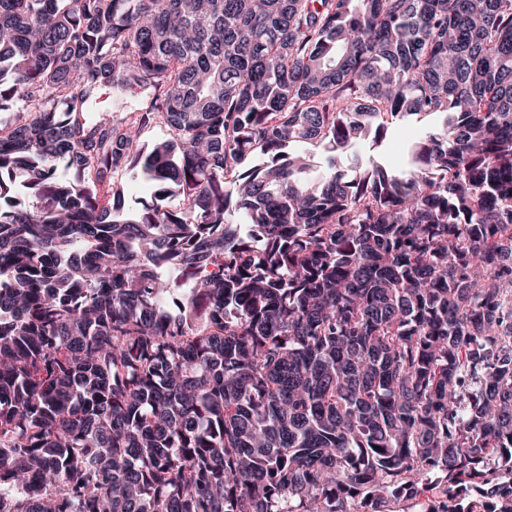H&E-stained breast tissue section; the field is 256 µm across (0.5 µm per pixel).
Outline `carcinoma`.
I'll return each instance as SVG.
<instances>
[{"label":"carcinoma","mask_w":512,"mask_h":512,"mask_svg":"<svg viewBox=\"0 0 512 512\" xmlns=\"http://www.w3.org/2000/svg\"><path fill=\"white\" fill-rule=\"evenodd\" d=\"M356 501L512 512V0H0V512ZM434 123L432 119L420 121L417 117L396 121L388 126L385 140L374 153L379 154L384 164L392 171H407L410 167V148ZM125 198L130 208L137 207V202L149 198L152 193V187L141 178L127 175L123 179Z\"/></svg>","instance_id":"1"}]
</instances>
